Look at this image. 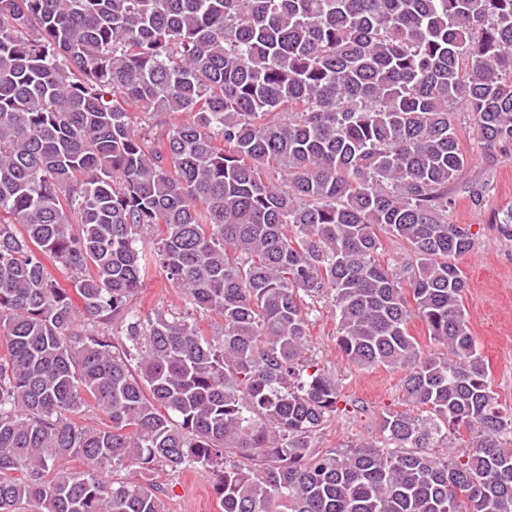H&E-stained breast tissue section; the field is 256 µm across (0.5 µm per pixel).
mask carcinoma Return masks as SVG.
Wrapping results in <instances>:
<instances>
[{
  "label": "carcinoma",
  "mask_w": 512,
  "mask_h": 512,
  "mask_svg": "<svg viewBox=\"0 0 512 512\" xmlns=\"http://www.w3.org/2000/svg\"><path fill=\"white\" fill-rule=\"evenodd\" d=\"M457 107L489 162L512 146V0H0V512H165L106 469L198 465L220 512H512L448 222ZM380 230L411 246L407 289ZM152 271L220 334L133 315ZM326 294L348 362L407 369L433 419L315 447L341 401L307 356Z\"/></svg>",
  "instance_id": "obj_1"
}]
</instances>
